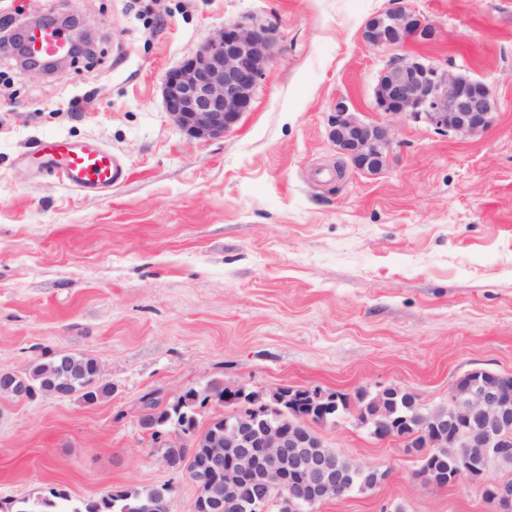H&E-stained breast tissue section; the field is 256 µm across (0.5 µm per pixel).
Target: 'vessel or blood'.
Here are the masks:
<instances>
[{"label": "vessel or blood", "instance_id": "1", "mask_svg": "<svg viewBox=\"0 0 512 512\" xmlns=\"http://www.w3.org/2000/svg\"><path fill=\"white\" fill-rule=\"evenodd\" d=\"M29 49L40 57L63 58L70 52V37L60 28L36 27L29 33ZM44 170L79 191L107 188L126 177L118 158L108 149L66 140L50 143Z\"/></svg>", "mask_w": 512, "mask_h": 512}]
</instances>
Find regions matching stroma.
Instances as JSON below:
<instances>
[{"mask_svg": "<svg viewBox=\"0 0 512 512\" xmlns=\"http://www.w3.org/2000/svg\"><path fill=\"white\" fill-rule=\"evenodd\" d=\"M395 0H0V28L69 17L91 59L58 76L0 52V372L60 352L95 358L109 396L0 394V500L65 490L88 500L169 485L138 424L191 388L376 392L447 402L473 369L512 374V0H404L432 39L368 46ZM273 28L252 107L224 138L196 140L162 105L165 73L232 21ZM487 85L488 129L439 133L378 112L393 61ZM390 125L386 167L355 169L328 137L337 103ZM94 141L126 179L79 192L42 174V141ZM328 447L384 472L314 512H492L475 486L416 475L402 442L351 415L318 424Z\"/></svg>", "mask_w": 512, "mask_h": 512, "instance_id": "1", "label": "stroma"}]
</instances>
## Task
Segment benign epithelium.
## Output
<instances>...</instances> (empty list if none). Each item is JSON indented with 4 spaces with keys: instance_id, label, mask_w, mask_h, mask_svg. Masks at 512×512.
Returning <instances> with one entry per match:
<instances>
[{
    "instance_id": "7a95c632",
    "label": "benign epithelium",
    "mask_w": 512,
    "mask_h": 512,
    "mask_svg": "<svg viewBox=\"0 0 512 512\" xmlns=\"http://www.w3.org/2000/svg\"><path fill=\"white\" fill-rule=\"evenodd\" d=\"M434 28L402 2L371 18L362 37L373 48L401 47L414 39L429 40ZM276 47L267 26L246 21L224 24L205 43L190 51L162 79L165 112L188 136L199 140L222 138L247 112ZM492 98L487 86L462 73L413 60L385 68L375 89L376 108L388 115L422 122L438 132L469 135L491 124ZM336 150L356 169L377 173L388 163L392 144L387 125L365 123L346 107H336L329 127ZM287 399L278 388L270 399L254 396L252 423L235 419L233 399L224 398V438L208 442L205 464L195 469L196 480L224 488L212 496V512H222L223 498L234 499L252 512L278 494L280 512H302L346 496L352 489L336 467L337 451L326 445L308 419L276 417ZM421 429L402 437L391 422L356 415L379 440L398 439L420 458L434 448L448 449L453 481L468 479L486 493L493 512H512V480L487 479L491 460L512 447V383L488 370L458 377L443 405L421 400ZM467 449L463 455L459 448Z\"/></svg>"
}]
</instances>
